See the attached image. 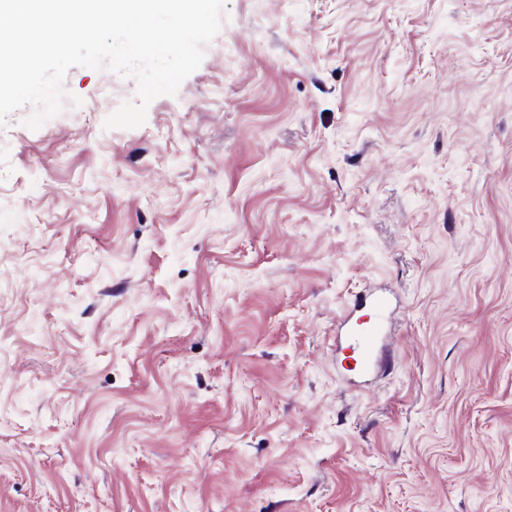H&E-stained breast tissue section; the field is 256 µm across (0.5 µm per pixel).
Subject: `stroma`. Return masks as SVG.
I'll return each mask as SVG.
<instances>
[{
    "label": "stroma",
    "instance_id": "obj_1",
    "mask_svg": "<svg viewBox=\"0 0 512 512\" xmlns=\"http://www.w3.org/2000/svg\"><path fill=\"white\" fill-rule=\"evenodd\" d=\"M65 87L0 128V512H512V0H225L143 125ZM382 289L368 288L355 296L350 308L340 317L337 329L338 336H354V343L340 349H349L356 354V363L360 371L375 367L379 371L385 369L390 362V350L382 357L373 361L372 354L380 336H387V320L395 308ZM365 310L370 313L361 314ZM368 320L363 321V318Z\"/></svg>",
    "mask_w": 512,
    "mask_h": 512
}]
</instances>
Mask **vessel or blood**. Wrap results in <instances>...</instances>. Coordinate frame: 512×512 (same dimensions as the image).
I'll use <instances>...</instances> for the list:
<instances>
[{
	"mask_svg": "<svg viewBox=\"0 0 512 512\" xmlns=\"http://www.w3.org/2000/svg\"><path fill=\"white\" fill-rule=\"evenodd\" d=\"M394 313L389 298L378 289L369 288L355 296L350 308L340 317L339 335L353 337L350 349L356 354L360 370L385 369L389 356L374 357L373 350L387 333V320Z\"/></svg>",
	"mask_w": 512,
	"mask_h": 512,
	"instance_id": "1",
	"label": "vessel or blood"
}]
</instances>
